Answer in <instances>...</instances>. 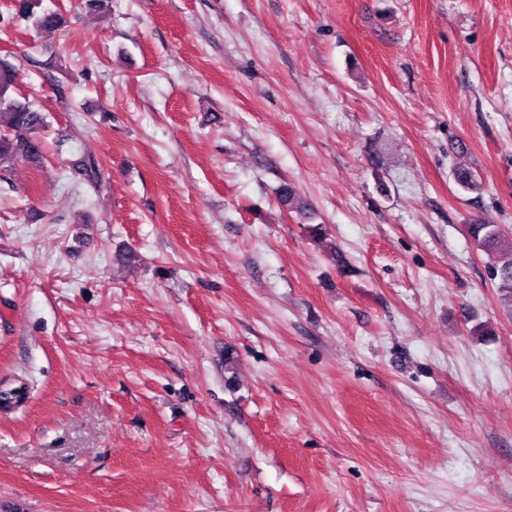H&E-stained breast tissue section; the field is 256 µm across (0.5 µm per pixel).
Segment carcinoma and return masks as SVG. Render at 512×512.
Segmentation results:
<instances>
[{"label":"carcinoma","instance_id":"obj_1","mask_svg":"<svg viewBox=\"0 0 512 512\" xmlns=\"http://www.w3.org/2000/svg\"><path fill=\"white\" fill-rule=\"evenodd\" d=\"M42 0H19V12L33 21L37 30L61 34L65 31L64 16L59 10L43 9ZM16 79L11 63L0 60V173L5 175L17 161L37 162L43 156L44 143L40 131L45 128L43 113L29 101L12 99L9 89ZM456 182L468 190L479 188L475 175L464 167L455 168ZM279 202L290 210H303L305 203L289 186L279 190ZM467 231L477 249L490 260L492 279L500 300L512 307V242L496 224L475 222Z\"/></svg>","mask_w":512,"mask_h":512}]
</instances>
